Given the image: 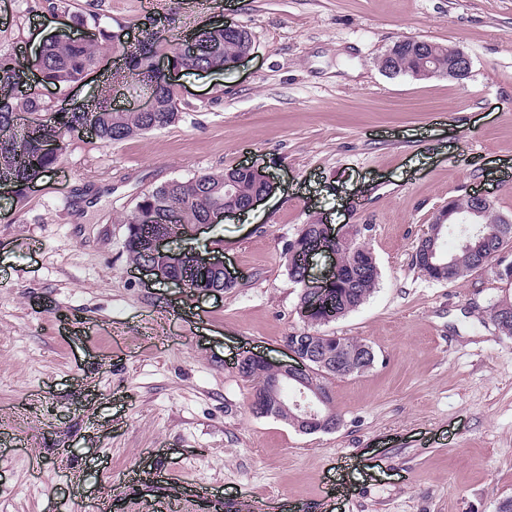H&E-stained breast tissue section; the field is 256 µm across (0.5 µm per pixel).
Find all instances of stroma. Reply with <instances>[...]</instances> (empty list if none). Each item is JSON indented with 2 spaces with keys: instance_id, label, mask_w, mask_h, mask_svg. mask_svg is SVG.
<instances>
[{
  "instance_id": "1",
  "label": "stroma",
  "mask_w": 512,
  "mask_h": 512,
  "mask_svg": "<svg viewBox=\"0 0 512 512\" xmlns=\"http://www.w3.org/2000/svg\"><path fill=\"white\" fill-rule=\"evenodd\" d=\"M0 0V55L23 60L79 38L73 13L134 43L149 24L169 44L211 24L246 28L250 54L174 78L178 118L109 145L66 137L23 197L0 192V425L47 394L48 423L22 425L30 448L0 446V512H112L187 499L192 512H499L512 499V337L489 318L512 284L493 268L454 282L414 263L449 202L489 193L512 217V0ZM460 47L468 76L418 80L378 66L394 43ZM101 69L52 105L91 103ZM468 99H461V91ZM251 165L274 191L200 229L235 288L194 297L130 260L125 219L173 179ZM371 225L381 272L360 307L326 332L372 346L369 371L330 380L342 416L303 434L250 411L237 363L283 361L303 328L301 289L283 252L304 224ZM71 451L82 481L33 478L29 454ZM124 480L120 496L112 483Z\"/></svg>"
}]
</instances>
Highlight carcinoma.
Instances as JSON below:
<instances>
[{
  "label": "carcinoma",
  "instance_id": "carcinoma-1",
  "mask_svg": "<svg viewBox=\"0 0 512 512\" xmlns=\"http://www.w3.org/2000/svg\"><path fill=\"white\" fill-rule=\"evenodd\" d=\"M75 24L90 30L86 39L53 41L35 56L36 64L43 74V82L60 92L81 82L94 69L101 55L112 50L128 59L133 91L153 87L158 107L155 112H119L112 109L109 90L104 89L88 110L70 112L64 109L52 111L42 99L39 90L34 89L25 96H14L4 92L2 84L11 79L10 58L0 57V180L16 186L15 193L22 196L24 183L29 177L31 166L38 161L48 170L54 167L59 153L51 145L65 139L64 129L92 124L97 138L105 145L124 140L135 134L162 129L178 117L177 98L173 86L155 75L153 62L157 54L167 49L168 42L162 33L147 28L142 40L129 49L122 43L111 41V36L101 28L94 15L83 13L73 15ZM192 41L205 47L198 56H187L181 48L170 49L174 65L181 69L211 68L219 70L224 64L241 55L247 47L241 34H226L222 30L205 27L194 33ZM419 67L418 60L409 49L403 47L389 59L387 68L396 76L413 75ZM27 114L26 123H17V113ZM233 183L226 191L224 181ZM261 188L258 178L240 168L228 169L222 173L205 174L191 179H173L144 193L134 210L126 219L127 236L125 248L135 262L152 261L163 271L186 280L193 291L205 289L224 290L234 284L224 280V272L214 268L197 270L190 264L188 255L174 262L152 256L150 241L159 225L152 222L156 211H167L174 223H197L203 221L216 208H243ZM437 230L435 250L437 260L448 264V269L439 273L420 261V252L426 248L430 237L419 241L415 253V266L429 279L437 282H453L468 276L476 269L498 261V253L512 246V222L501 217L488 215L466 231L473 246L454 254L445 252L442 239L453 228L451 224H433ZM317 225L305 224L296 237V253L284 254L290 279L303 285L306 276L303 254L307 246L317 237ZM343 262L350 268L346 280L338 289V295L331 307H314L305 295L299 296L300 315L306 328L294 338L307 342L315 357L328 359L333 363L330 369L316 376H307L306 391L320 392L331 404L332 415L325 431L339 428L342 419L339 414L328 381L336 377L361 374L374 366L375 352L370 345L353 337L341 336L317 330L361 306L373 293L379 282V268L366 237H355L352 250L344 251ZM489 316L494 326L504 336H512V298L495 302ZM239 373L254 381L251 412L258 417L269 416V405L289 389L277 390L273 383L276 375L260 366L244 365Z\"/></svg>",
  "mask_w": 512,
  "mask_h": 512
}]
</instances>
